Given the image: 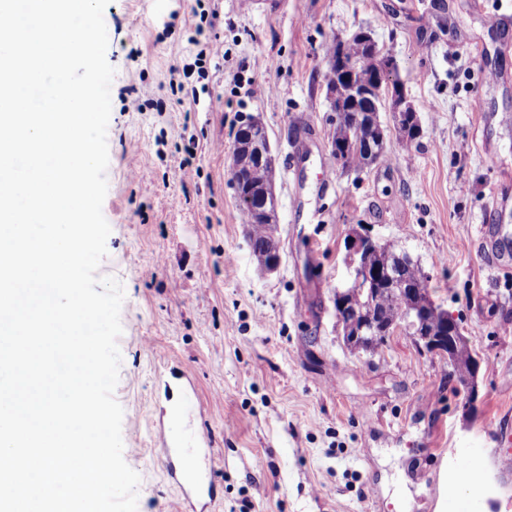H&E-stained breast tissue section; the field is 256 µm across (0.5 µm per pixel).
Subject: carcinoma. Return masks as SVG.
Here are the masks:
<instances>
[{
	"label": "carcinoma",
	"instance_id": "1",
	"mask_svg": "<svg viewBox=\"0 0 512 512\" xmlns=\"http://www.w3.org/2000/svg\"><path fill=\"white\" fill-rule=\"evenodd\" d=\"M343 52L346 60L355 70L356 78L364 84L374 85L380 62L379 55L372 53L363 41L357 37L345 40V44L335 43L329 54ZM359 122L350 112H343L335 123L332 143L344 145L349 149L350 169L361 171L372 165L378 159V153L383 151L387 130L381 120L364 127L363 138H358ZM274 169L269 166H254L248 172L246 183L252 187H260L273 179ZM274 227L269 224H253L248 231V239L253 255L259 259L268 253L270 239ZM370 267L379 269H394L399 278L405 283L406 290L383 288L378 291L373 300L356 289H350L342 298L345 308H336V318L341 325L344 344L355 350L373 353L381 346L390 330L399 321L409 304L421 301L429 303V307L419 310V326L426 336H436L443 329H459L458 323L434 303L430 302L427 285L423 280L421 269L409 256L394 244H379L368 257ZM363 315L385 327V331L377 337L365 336L352 340L359 324L355 318ZM474 361L464 338L457 341L450 362L457 372V378L462 386H467L466 375Z\"/></svg>",
	"mask_w": 512,
	"mask_h": 512
}]
</instances>
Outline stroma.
Returning a JSON list of instances; mask_svg holds the SVG:
<instances>
[{
	"mask_svg": "<svg viewBox=\"0 0 512 512\" xmlns=\"http://www.w3.org/2000/svg\"><path fill=\"white\" fill-rule=\"evenodd\" d=\"M104 21L115 76L98 274L125 293L114 396L137 445L124 460L138 512H181L158 456L162 375L195 387L190 429L212 444L216 512H512V272L474 245L482 224L512 233V0H111ZM199 26L224 54L205 58L193 104L179 85ZM361 28L394 60L421 136L405 148L383 104V154L334 170L321 197L327 52ZM135 96L142 111L126 107ZM252 119L275 157L270 276L229 184L235 133ZM355 231L403 249L458 321L478 363L473 410L447 358L411 336L371 354L344 344L334 293ZM460 448L478 449L476 476L453 471Z\"/></svg>",
	"mask_w": 512,
	"mask_h": 512,
	"instance_id": "stroma-1",
	"label": "stroma"
}]
</instances>
